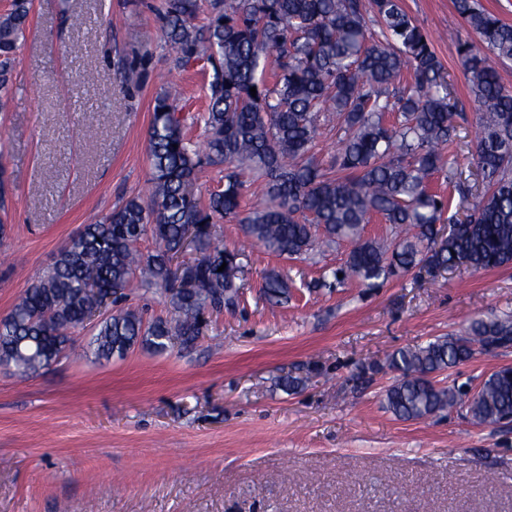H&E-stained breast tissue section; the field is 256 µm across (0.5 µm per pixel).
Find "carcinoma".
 <instances>
[{
  "mask_svg": "<svg viewBox=\"0 0 512 512\" xmlns=\"http://www.w3.org/2000/svg\"><path fill=\"white\" fill-rule=\"evenodd\" d=\"M454 5L477 36L456 42L478 110L472 161L481 194L450 152L463 108L451 101L428 34L400 0H371L369 8L365 0H166L162 31L173 65H198L207 74L204 148L188 137L177 87L158 94L149 199H128L58 252L0 319V360L23 376L50 366L102 294L116 304L136 283L163 297L173 317L146 324L134 310L101 315L94 358L193 344L204 312L234 302L244 268L241 252L214 245L220 221L241 225L247 239L287 260L348 242L347 259L332 271L338 285L377 288L416 268L512 267V92L492 65L512 61V24L479 0ZM28 17L29 0H12L0 15V93L8 90ZM325 112L336 115L338 148L323 164L311 151ZM204 162L224 166V184L205 199L195 192ZM435 174L452 184L458 202L431 190ZM259 180L262 197L245 212L242 202L256 195ZM453 207L467 220L445 216ZM374 217L391 226V242L364 236ZM445 222L439 239L437 225ZM148 236L157 247L145 253L140 242ZM188 251L199 256L185 260ZM263 288L272 302L290 296L287 276L276 269ZM511 346L512 315L491 314L461 336L399 349L388 359L399 378L385 393L386 408L403 420L457 406L480 425L508 420L511 366L499 367L471 398L436 375L478 351Z\"/></svg>",
  "mask_w": 512,
  "mask_h": 512,
  "instance_id": "obj_1",
  "label": "carcinoma"
}]
</instances>
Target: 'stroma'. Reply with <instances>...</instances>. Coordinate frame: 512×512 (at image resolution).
Segmentation results:
<instances>
[{"instance_id": "1", "label": "stroma", "mask_w": 512, "mask_h": 512, "mask_svg": "<svg viewBox=\"0 0 512 512\" xmlns=\"http://www.w3.org/2000/svg\"><path fill=\"white\" fill-rule=\"evenodd\" d=\"M430 35L465 105L452 147L471 166L476 109L457 53L453 0H401ZM164 0H32L10 98L0 108V317L83 224L148 195V130L169 82L202 140L199 69L174 68ZM139 68L122 86L118 60ZM244 251L234 305L205 315L190 347L93 362V327L22 377L0 366V512H512V422L465 410L407 421L385 407L394 351L512 313V267L410 272L379 288L316 283L349 243L284 260L215 226ZM290 297L265 300L263 276ZM512 348L476 355L442 384L477 388ZM297 379L287 388L284 378ZM264 295L268 301H287L290 296L288 278L276 269L267 271L264 276Z\"/></svg>"}]
</instances>
